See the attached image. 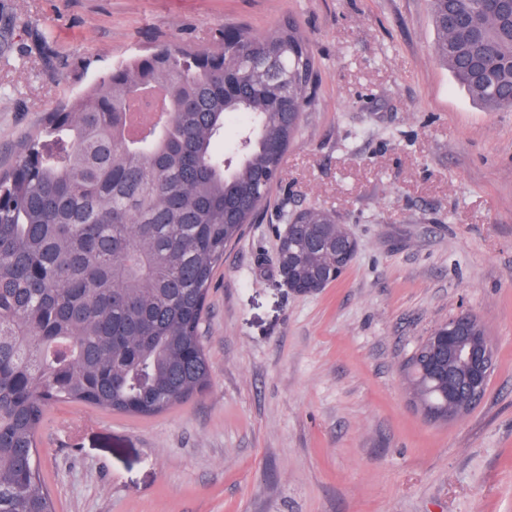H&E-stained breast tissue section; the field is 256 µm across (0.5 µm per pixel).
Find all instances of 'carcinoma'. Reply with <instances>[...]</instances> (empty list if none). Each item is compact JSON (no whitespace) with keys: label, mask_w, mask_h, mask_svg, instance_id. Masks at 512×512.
<instances>
[{"label":"carcinoma","mask_w":512,"mask_h":512,"mask_svg":"<svg viewBox=\"0 0 512 512\" xmlns=\"http://www.w3.org/2000/svg\"><path fill=\"white\" fill-rule=\"evenodd\" d=\"M435 52L493 111L512 112V0H429ZM206 48L148 47L48 113L0 172V512H55L37 458L47 408L148 417L210 383L201 325L224 250L277 182L318 64L290 21L230 26ZM14 24L0 4V58ZM241 117L224 149L226 123ZM278 268L320 287L336 240L322 207L295 216ZM423 408L441 404L415 363Z\"/></svg>","instance_id":"obj_1"}]
</instances>
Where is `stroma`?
<instances>
[{
    "label": "stroma",
    "mask_w": 512,
    "mask_h": 512,
    "mask_svg": "<svg viewBox=\"0 0 512 512\" xmlns=\"http://www.w3.org/2000/svg\"><path fill=\"white\" fill-rule=\"evenodd\" d=\"M0 171L47 112L142 46H208L225 24L292 20L319 65L279 180L224 253L202 325L211 381L136 417L48 407L56 512H512V112L436 57L427 0H7ZM333 212L358 240L341 278L292 295L279 229ZM466 309L498 361L466 416L429 421L402 363Z\"/></svg>",
    "instance_id": "35a3bbf8"
}]
</instances>
